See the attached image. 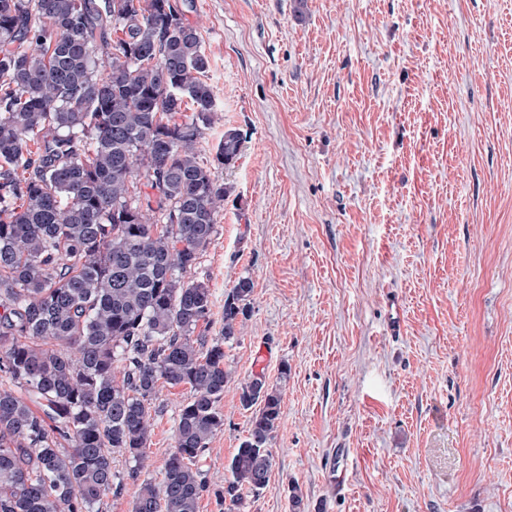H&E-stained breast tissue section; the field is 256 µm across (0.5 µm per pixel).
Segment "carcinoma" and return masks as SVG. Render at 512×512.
Wrapping results in <instances>:
<instances>
[{
  "mask_svg": "<svg viewBox=\"0 0 512 512\" xmlns=\"http://www.w3.org/2000/svg\"><path fill=\"white\" fill-rule=\"evenodd\" d=\"M208 69L177 0H0V512H93L116 453L138 478L162 384L191 397L131 512H198L224 345L253 294L238 279L221 336L196 334L211 293L187 275L230 193L198 159L216 119ZM241 146L225 132L217 163ZM239 400L252 416L228 465L234 506L269 485L281 394L255 374Z\"/></svg>",
  "mask_w": 512,
  "mask_h": 512,
  "instance_id": "cac0c4a2",
  "label": "carcinoma"
}]
</instances>
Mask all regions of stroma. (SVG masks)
<instances>
[{
  "instance_id": "obj_1",
  "label": "stroma",
  "mask_w": 512,
  "mask_h": 512,
  "mask_svg": "<svg viewBox=\"0 0 512 512\" xmlns=\"http://www.w3.org/2000/svg\"><path fill=\"white\" fill-rule=\"evenodd\" d=\"M216 119L198 157L230 186L194 276L224 347V427L198 512H228L227 465L277 386L273 470L241 512H512V0H186ZM243 136L228 167L216 149ZM399 315V332L391 317ZM187 387L152 414L150 477ZM98 512H131L139 484Z\"/></svg>"
}]
</instances>
